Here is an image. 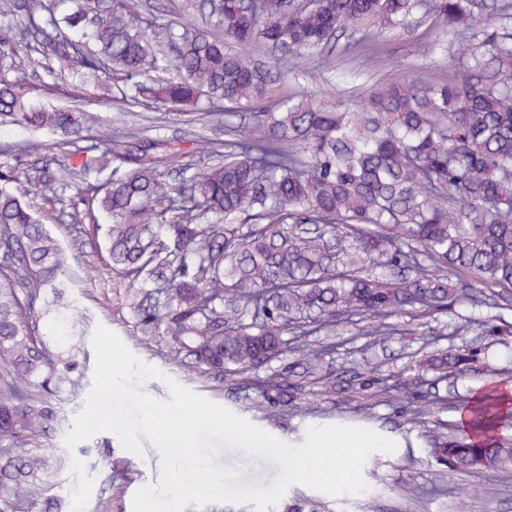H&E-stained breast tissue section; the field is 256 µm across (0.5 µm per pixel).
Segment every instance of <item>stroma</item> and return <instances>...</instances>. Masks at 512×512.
Returning a JSON list of instances; mask_svg holds the SVG:
<instances>
[{
  "label": "stroma",
  "instance_id": "obj_1",
  "mask_svg": "<svg viewBox=\"0 0 512 512\" xmlns=\"http://www.w3.org/2000/svg\"><path fill=\"white\" fill-rule=\"evenodd\" d=\"M435 39L425 23L397 37L362 33V45L377 49L388 59L386 65L370 69V81H432L446 76V59L431 51ZM356 65L351 58L337 60L327 72L326 82L312 85L316 98L331 104L356 93ZM111 85L114 93L108 96L84 75L55 77L36 54L25 66L18 92L49 109L100 113L102 122L87 142L103 152L112 148L113 130L124 127L160 125L186 163L193 160L191 149L198 134L216 140L224 137L222 115L210 114L202 122L191 123L147 107L124 106L118 95L122 79L112 77ZM60 140L56 133H34L15 124L0 126V148L10 150L5 162L12 175V190L38 212L76 276L69 298L77 309L75 339L83 354L73 375L75 386L52 396L58 420L51 430L17 442L18 447L40 448L63 459V468L50 478L49 486L51 496L62 500L65 512H132L135 493L158 485L162 474L161 454L148 441L140 456L126 450L111 432L97 433L72 448L65 443L92 388L96 364L92 338L100 325L114 332L142 363L161 371V378L138 384L143 394L156 400H169L168 384L173 381L289 445L302 444L309 428L327 426L365 428L395 442L393 453L376 452L368 458L363 468L364 492L332 495L296 484L268 512H512V468L448 471L431 456L426 437L435 423L455 421L461 401L484 389L492 378L512 379V312L458 306L430 317L411 310L400 318L410 328V335L376 342L348 325L343 336L337 337L335 349L319 359L310 354L316 337H302L289 358L293 381L303 386L307 373L330 374L336 378V387L310 390L303 386L296 408L272 410L260 394L256 374H241L229 382L202 372L190 358L174 356V343L164 325L143 327L145 290L110 266L103 237L93 232L88 219L86 194L67 190L52 206L36 195L24 174L34 161L59 156ZM463 322L470 325L467 335H454V326ZM467 343L485 346V354L454 384L425 385L419 404L407 406L398 387L413 356ZM217 463L239 469L240 483L257 487L269 486L280 472L278 465L241 450H221Z\"/></svg>",
  "mask_w": 512,
  "mask_h": 512
}]
</instances>
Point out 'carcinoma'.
I'll use <instances>...</instances> for the list:
<instances>
[{"instance_id": "obj_1", "label": "carcinoma", "mask_w": 512, "mask_h": 512, "mask_svg": "<svg viewBox=\"0 0 512 512\" xmlns=\"http://www.w3.org/2000/svg\"><path fill=\"white\" fill-rule=\"evenodd\" d=\"M190 0L187 18L152 32L126 0H77L58 20L51 0H0V119L65 136L55 164L28 169L56 202L79 173L108 217L112 267L151 287L144 322L162 321L177 352L217 376L288 358L298 339L360 326L373 341L405 334L409 309L467 304L512 311V9L484 0ZM462 51L448 76L375 84L330 106L289 84L301 59L327 63L360 28L401 34L422 21ZM69 72L122 77L131 101L187 117L204 99L224 112V140L199 137L205 169L171 186L161 167L179 154L127 132L112 159L84 147L97 112L46 111L16 92L21 50ZM0 437L44 434L55 408L34 403L74 385L80 347L68 300L74 273L22 197L0 186ZM479 354L421 355L400 394L420 400ZM273 408L294 405L288 368L261 380ZM430 432L454 472L512 466L496 432L512 402L494 386ZM52 454L0 448V512L24 499L61 512L47 477Z\"/></svg>"}]
</instances>
